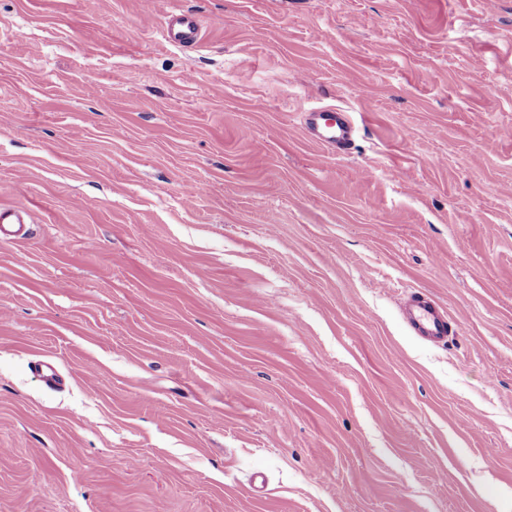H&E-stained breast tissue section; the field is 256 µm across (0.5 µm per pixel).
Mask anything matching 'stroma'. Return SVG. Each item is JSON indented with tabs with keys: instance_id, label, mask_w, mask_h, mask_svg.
I'll return each mask as SVG.
<instances>
[{
	"instance_id": "1",
	"label": "stroma",
	"mask_w": 512,
	"mask_h": 512,
	"mask_svg": "<svg viewBox=\"0 0 512 512\" xmlns=\"http://www.w3.org/2000/svg\"><path fill=\"white\" fill-rule=\"evenodd\" d=\"M20 198L0 512H512V0H0ZM163 36L171 44L192 49L203 38L202 26L196 14L187 11L166 13ZM303 123L312 141L336 155L347 154L358 133L354 117L344 109H310ZM400 313L411 333L431 342H443L452 333L448 312L432 297L411 291L401 301Z\"/></svg>"
}]
</instances>
